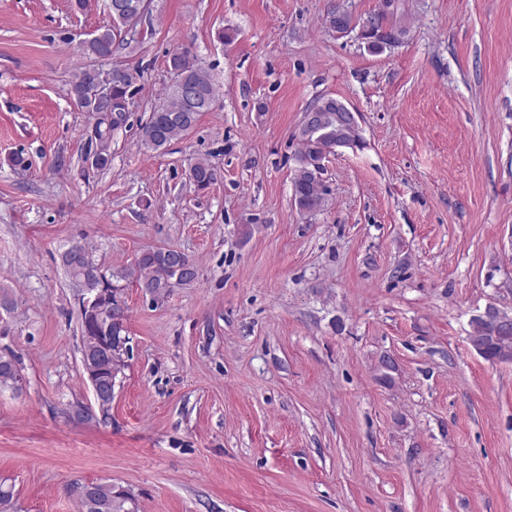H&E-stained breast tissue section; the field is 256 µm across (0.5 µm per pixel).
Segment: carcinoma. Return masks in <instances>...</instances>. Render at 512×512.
Here are the masks:
<instances>
[{"label":"carcinoma","instance_id":"cac0c4a2","mask_svg":"<svg viewBox=\"0 0 512 512\" xmlns=\"http://www.w3.org/2000/svg\"><path fill=\"white\" fill-rule=\"evenodd\" d=\"M129 25V20L115 18L99 27L91 38L81 43L80 51L87 63L70 89L71 100L81 109L87 112L100 111V107L90 99V75L98 68V62L108 48L119 45L133 49L132 40L128 39L131 33ZM168 70L171 76L194 83L198 88V99L194 104L186 103L181 97L177 82L171 83L167 99L154 106L146 121L140 124V146L147 152L161 151L172 141L184 137L196 125L201 114L211 111L216 103L214 80L192 51L180 49L172 52L168 59ZM112 72V111L121 112L127 107L132 95L131 88L141 78V72L135 67L120 63L112 65ZM323 148L322 144L301 140L293 173L312 168ZM189 175L201 189L215 180L214 169L204 160L193 163ZM292 183L293 197H302V202L295 203L300 211L314 213L326 205L329 190L325 185L299 181L295 177L292 178ZM177 252L178 248L172 246L144 252L128 268L119 272L100 269L98 275L87 278L79 268L67 265L65 270L75 287L105 288L110 290L114 300L123 296L124 286L120 285L122 281L136 284L142 291L157 299L169 295L178 286L193 283L197 278L195 272L187 277H176L173 255ZM111 319L112 316L106 312L100 319L86 323L88 335H127L126 324L117 325ZM506 349L512 350V334L504 346L491 339L485 341L482 357L488 361H496L504 355ZM20 379L15 359L11 356H0V385L16 384ZM77 501L80 512H137V507L132 505L133 499L128 495L115 493L109 482L97 483L92 501L88 502L80 497Z\"/></svg>","mask_w":512,"mask_h":512}]
</instances>
